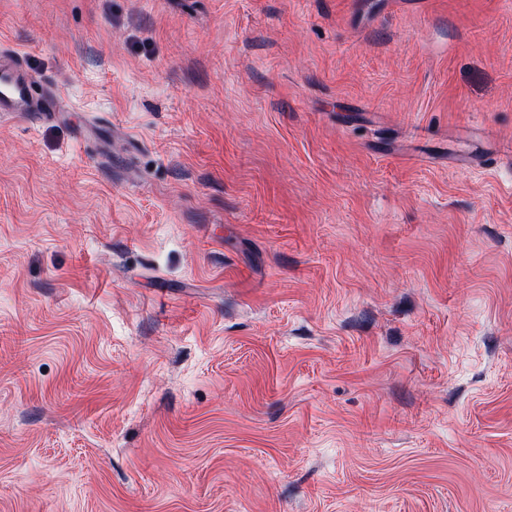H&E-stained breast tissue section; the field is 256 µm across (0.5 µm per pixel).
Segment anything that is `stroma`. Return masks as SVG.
Segmentation results:
<instances>
[{"label": "stroma", "mask_w": 512, "mask_h": 512, "mask_svg": "<svg viewBox=\"0 0 512 512\" xmlns=\"http://www.w3.org/2000/svg\"><path fill=\"white\" fill-rule=\"evenodd\" d=\"M0 49L76 108L0 125V512H512V0H0Z\"/></svg>", "instance_id": "1"}]
</instances>
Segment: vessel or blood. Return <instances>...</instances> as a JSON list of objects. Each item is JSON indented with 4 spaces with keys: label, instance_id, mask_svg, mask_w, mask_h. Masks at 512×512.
Instances as JSON below:
<instances>
[{
    "label": "vessel or blood",
    "instance_id": "vessel-or-blood-1",
    "mask_svg": "<svg viewBox=\"0 0 512 512\" xmlns=\"http://www.w3.org/2000/svg\"><path fill=\"white\" fill-rule=\"evenodd\" d=\"M23 64L20 54L0 52V118L18 113L32 117L56 115L57 109Z\"/></svg>",
    "mask_w": 512,
    "mask_h": 512
}]
</instances>
